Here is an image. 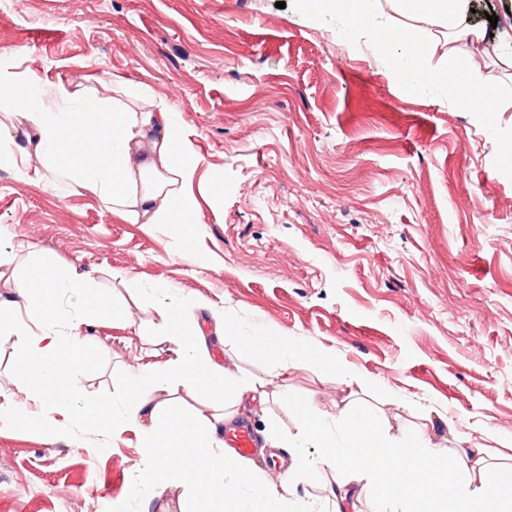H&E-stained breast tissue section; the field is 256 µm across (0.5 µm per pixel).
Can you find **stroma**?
<instances>
[{
	"label": "stroma",
	"mask_w": 512,
	"mask_h": 512,
	"mask_svg": "<svg viewBox=\"0 0 512 512\" xmlns=\"http://www.w3.org/2000/svg\"><path fill=\"white\" fill-rule=\"evenodd\" d=\"M471 20L498 22L467 46L465 67L497 93L483 126L441 91L399 85L374 57L371 32L337 38L341 16L308 26L296 0H0V55L20 78L114 92L149 85L174 107L205 190L197 243L211 262L174 259L163 225L132 224L86 191L0 169V226L22 242L8 277L41 284L49 251L111 292L120 327L93 323L76 370L92 402H112L139 364L164 362L145 295L173 284L172 300L200 326L216 364L261 383L267 413L237 421L255 431L285 419L281 391L364 423L378 413L438 433L462 426L466 447H486L491 469L512 462V169L500 140L512 133V0H473ZM235 315L241 333L276 330L360 374L354 392L306 369L215 335L199 300ZM157 401L191 418L217 412L224 389L204 384L185 403L173 385ZM35 421L0 430V512H181L180 485L140 479L131 430H86L33 398ZM333 474H304L289 488L302 512H325Z\"/></svg>",
	"instance_id": "stroma-1"
}]
</instances>
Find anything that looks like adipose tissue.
I'll return each mask as SVG.
<instances>
[{"mask_svg": "<svg viewBox=\"0 0 512 512\" xmlns=\"http://www.w3.org/2000/svg\"><path fill=\"white\" fill-rule=\"evenodd\" d=\"M378 8L374 0H301V15L349 14L352 26L373 32L377 56H392L402 50L404 68L393 70L396 83L432 84L452 100L463 101L477 123H485L496 103L494 91L480 73L463 71L457 42L486 38L479 26L468 25L471 0H385ZM410 18L396 27L393 16ZM447 31L450 47L437 55L439 31ZM28 123L38 133L33 150L18 147L14 133L18 124ZM41 160L29 166L31 156ZM198 165L179 117L169 105L142 111L122 98H80L57 85L47 91L44 83L24 80L0 68V167L28 170L34 179L47 175L69 182L96 196L114 214L128 222L169 226L179 235L178 256L190 264L201 262L193 233L187 227L200 221V202L193 190ZM15 301L0 302V330L16 337L18 369L22 383L18 393L43 401L52 412L77 414L84 428L108 425L113 432L136 430L142 442L144 483L179 482L191 494L189 512H282V488L310 467L328 470L347 481L373 483L388 476L392 491L374 512H416L412 484L406 471L414 470L431 482L435 512H512V468L491 474L485 448H467L453 453L436 442L428 427L417 436L393 432L389 420L370 417L364 432L333 430L325 414L294 402L288 406L289 423L274 425L265 434L267 448H286L291 464L273 485L245 468L242 460L228 452L219 437L220 424H232V411L203 416L190 431L193 449L178 451L183 431L179 420L169 416L163 403L154 399L162 381L194 395L202 383L218 379L230 388L235 407L264 406L268 397L250 385H239L225 368L214 363L199 328L185 319L180 307L166 300L172 285L161 283L150 302L164 336L173 345L165 363L140 365L128 379L123 399L126 409L114 414L103 402H90L77 377L74 364L85 345L79 340L89 321L121 325L123 315L110 295L94 288L77 268L52 273L41 287L25 281L13 283ZM74 300L73 311L62 322L40 320L37 329L10 325L16 302L32 311L45 310L59 298ZM246 343L277 359L282 369L300 366L321 370L354 383L348 370L337 367L321 354L297 348L287 335L262 330L245 337ZM318 449L310 459L308 449ZM236 481H225L226 472Z\"/></svg>", "mask_w": 512, "mask_h": 512, "instance_id": "obj_1", "label": "adipose tissue"}]
</instances>
